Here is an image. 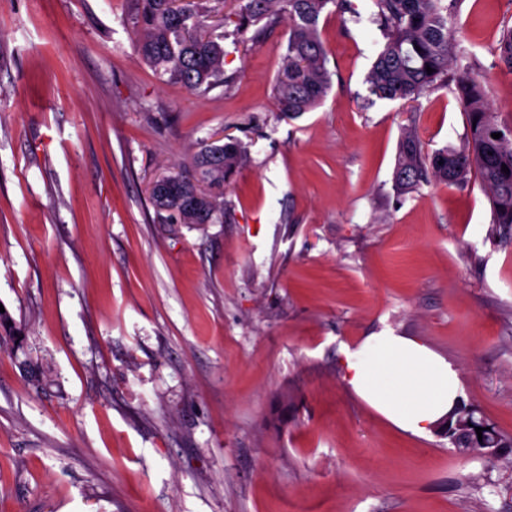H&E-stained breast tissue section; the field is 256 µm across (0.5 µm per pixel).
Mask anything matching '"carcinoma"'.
Here are the masks:
<instances>
[{
  "label": "carcinoma",
  "instance_id": "cac0c4a2",
  "mask_svg": "<svg viewBox=\"0 0 512 512\" xmlns=\"http://www.w3.org/2000/svg\"><path fill=\"white\" fill-rule=\"evenodd\" d=\"M126 25L137 56L162 80L202 92L224 83V46L234 36L246 44L265 27L288 18V42L273 85L280 116L295 119L314 110L331 85L327 56L320 39L321 20L345 14L359 20L350 0H233L234 29L213 36L202 31L201 19L216 12L214 0H130ZM371 21L382 43L366 82L380 100L414 103L435 85L455 82L466 114L467 134L458 147L433 154L424 151L413 131L401 135L393 169L400 197L428 177L442 183H463L478 173L490 205L492 223L512 224V129L490 111L476 64L462 46L455 2L445 0H368ZM253 35H248L250 28ZM501 67L512 73V28L504 29L496 47ZM434 69L427 73L426 68ZM499 133L495 139L491 134ZM247 160L245 147L234 138L198 147L187 168L169 175L171 188L150 197L155 221L171 230L185 226L203 230L224 215V183ZM507 166L509 173L502 171ZM23 329L11 313L0 312V344L22 345ZM24 375L38 390L51 382V369L26 356Z\"/></svg>",
  "mask_w": 512,
  "mask_h": 512
}]
</instances>
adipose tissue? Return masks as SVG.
Listing matches in <instances>:
<instances>
[{"label": "adipose tissue", "instance_id": "obj_1", "mask_svg": "<svg viewBox=\"0 0 512 512\" xmlns=\"http://www.w3.org/2000/svg\"><path fill=\"white\" fill-rule=\"evenodd\" d=\"M344 367L348 388L405 433L429 434L461 398L454 363L419 339L389 328L347 349Z\"/></svg>", "mask_w": 512, "mask_h": 512}]
</instances>
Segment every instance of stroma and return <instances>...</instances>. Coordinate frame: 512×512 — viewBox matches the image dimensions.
Masks as SVG:
<instances>
[{"label": "stroma", "mask_w": 512, "mask_h": 512, "mask_svg": "<svg viewBox=\"0 0 512 512\" xmlns=\"http://www.w3.org/2000/svg\"><path fill=\"white\" fill-rule=\"evenodd\" d=\"M351 4L320 24L322 104L287 120V23L225 40V83L197 93L139 60L129 0H0V305L24 330L0 345V512H512V454L400 432L343 379L365 336L416 337L512 438V225L474 172L397 197L404 129L432 153L466 115L451 85L371 95L383 37ZM458 13L512 127V0ZM222 132L247 150L223 222L169 236L149 184ZM22 365L28 367V369H22V371L28 381L37 390H43L49 382H51V369L48 365L44 364L42 360L26 356V358L21 362V368Z\"/></svg>", "instance_id": "stroma-1"}]
</instances>
